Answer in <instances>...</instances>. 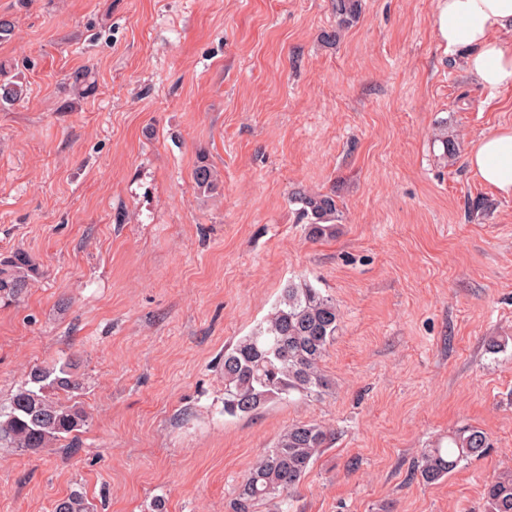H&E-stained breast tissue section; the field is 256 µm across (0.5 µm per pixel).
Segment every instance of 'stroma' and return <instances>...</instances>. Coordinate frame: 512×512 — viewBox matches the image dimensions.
I'll return each mask as SVG.
<instances>
[{
    "instance_id": "obj_1",
    "label": "stroma",
    "mask_w": 512,
    "mask_h": 512,
    "mask_svg": "<svg viewBox=\"0 0 512 512\" xmlns=\"http://www.w3.org/2000/svg\"><path fill=\"white\" fill-rule=\"evenodd\" d=\"M437 5L361 0L341 28L333 0H0V71L27 89L0 107V258L41 272L0 304V407L71 358L88 415L74 446H0V512L74 489L95 512H229L309 423L333 439L289 512H484L512 469V198L466 156L512 127V87L473 82ZM299 190L334 194V235L309 237ZM304 283L340 313L329 390L225 415V346ZM464 426L488 452L423 482L422 450Z\"/></svg>"
}]
</instances>
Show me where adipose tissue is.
Segmentation results:
<instances>
[{
  "instance_id": "adipose-tissue-1",
  "label": "adipose tissue",
  "mask_w": 512,
  "mask_h": 512,
  "mask_svg": "<svg viewBox=\"0 0 512 512\" xmlns=\"http://www.w3.org/2000/svg\"><path fill=\"white\" fill-rule=\"evenodd\" d=\"M437 25L448 50H462V63L479 85L512 86V0H439ZM467 163L484 184L512 196V129L482 137Z\"/></svg>"
}]
</instances>
